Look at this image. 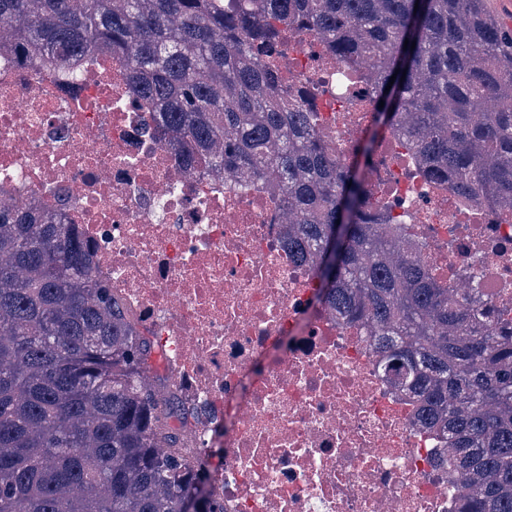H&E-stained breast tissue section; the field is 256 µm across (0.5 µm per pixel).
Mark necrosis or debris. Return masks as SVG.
<instances>
[{
	"label": "necrosis or debris",
	"mask_w": 512,
	"mask_h": 512,
	"mask_svg": "<svg viewBox=\"0 0 512 512\" xmlns=\"http://www.w3.org/2000/svg\"><path fill=\"white\" fill-rule=\"evenodd\" d=\"M283 52L289 98L315 111L338 164L360 161L370 207L415 225L445 282L479 280L485 302L512 308V222L486 209L468 223L392 134L361 154L375 122L363 68L311 33H289ZM85 70L75 85L0 51V196L78 225L98 275L167 345L171 381L196 411L192 454L221 451L210 488L224 512H448L430 437L365 326L332 315L289 256L278 201L203 167L185 175L147 132L125 66Z\"/></svg>",
	"instance_id": "obj_1"
}]
</instances>
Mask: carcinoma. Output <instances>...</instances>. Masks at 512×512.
<instances>
[{
    "label": "carcinoma",
    "instance_id": "cac0c4a2",
    "mask_svg": "<svg viewBox=\"0 0 512 512\" xmlns=\"http://www.w3.org/2000/svg\"><path fill=\"white\" fill-rule=\"evenodd\" d=\"M293 31L364 66L430 178L512 219V32L486 0H0V49L72 82L114 56L186 169L276 186L289 248L330 310L367 324L430 429L454 512H512L509 311L447 285L407 225L367 216L358 167L284 94L280 57H258ZM153 352L73 225L0 198V512H224L169 425Z\"/></svg>",
    "mask_w": 512,
    "mask_h": 512
}]
</instances>
